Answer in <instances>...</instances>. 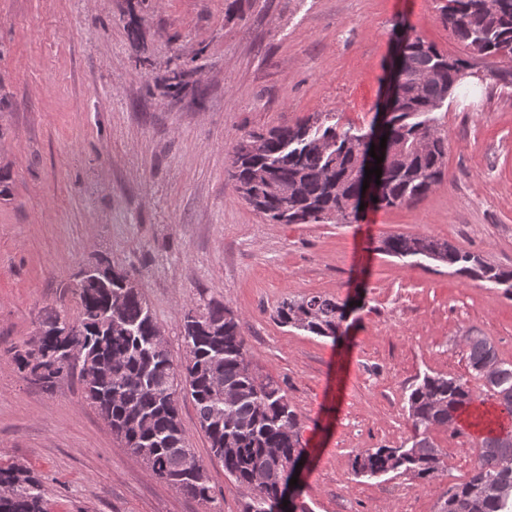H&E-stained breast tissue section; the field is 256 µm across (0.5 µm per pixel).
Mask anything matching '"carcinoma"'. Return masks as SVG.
Instances as JSON below:
<instances>
[{
	"label": "carcinoma",
	"instance_id": "1",
	"mask_svg": "<svg viewBox=\"0 0 512 512\" xmlns=\"http://www.w3.org/2000/svg\"><path fill=\"white\" fill-rule=\"evenodd\" d=\"M484 0H441L440 19L451 36L468 50L452 56L420 37L407 46L398 96L389 109L384 135L390 145L411 144L430 136L427 148L405 160L394 154L382 172L383 192L376 205L412 204L445 177L448 137L420 116L455 89L454 73L472 67L471 59L507 58L512 61V0H495L492 10ZM264 149L244 152L236 141L232 152V180L236 192L255 212L272 224H320L336 216V223L357 220L354 201L362 192L355 174L360 140L366 134L341 129L311 117L259 134ZM265 170L271 179L289 187L286 196L267 192L254 181ZM382 250L404 258L412 250L420 257L454 269L462 278L490 282L512 295V269L459 250L447 241L427 236L392 235ZM66 290L78 297V314L50 308L39 318L41 353L55 357L38 379L36 351L14 352L13 360L24 380L51 389L63 379L78 376L85 398L101 414L112 432L159 479L203 504L214 502L204 464L188 448L179 417V394L191 397L201 430L213 457L224 472L250 495L246 512H268L281 481L303 451L301 423L280 383L257 373L248 358L240 320L224 305L212 301L189 309L183 320L186 356L176 364L169 350L158 352L150 337L161 332L140 289L122 271L107 282L76 280ZM346 318V304L324 295L284 300L277 322L318 337L335 339ZM212 326L207 331L200 328ZM79 328L82 351L68 357L61 352L59 333ZM469 367L485 381L501 407L512 417V363L498 358L486 336H465ZM222 360L224 390L235 396L226 403L210 387L215 358ZM112 368L92 380L87 374L99 362ZM478 397L467 382L444 375H425L408 396L412 436L390 448H364L352 460L357 476L406 474L427 480L438 471L446 453L432 437L468 411ZM0 512H46L41 482L20 466L0 467ZM437 512H512V435L489 430L479 443L471 476L448 487Z\"/></svg>",
	"mask_w": 512,
	"mask_h": 512
}]
</instances>
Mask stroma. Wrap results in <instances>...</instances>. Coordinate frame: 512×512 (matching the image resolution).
<instances>
[{
    "mask_svg": "<svg viewBox=\"0 0 512 512\" xmlns=\"http://www.w3.org/2000/svg\"><path fill=\"white\" fill-rule=\"evenodd\" d=\"M437 0H0V466L29 468L47 512H245V489L212 460L196 408L186 438L206 465L207 507L154 477L86 401L78 380L24 381L13 348L48 307L78 312L61 284L107 256L142 289L183 361V313L203 301L238 316L257 372L302 423L310 512H437L475 463L451 431L433 478L351 470L363 448L411 435L407 398L427 374L471 376L461 338L489 337L512 362V297L417 257L381 251L424 235L512 269V83L478 63L434 112L446 177L417 203L367 207L353 224H272L238 198V137L332 114L368 131L399 33L462 47ZM139 42H131L130 29ZM188 69L179 95L165 80ZM353 302L340 340L277 323L285 299Z\"/></svg>",
    "mask_w": 512,
    "mask_h": 512,
    "instance_id": "obj_1",
    "label": "stroma"
}]
</instances>
